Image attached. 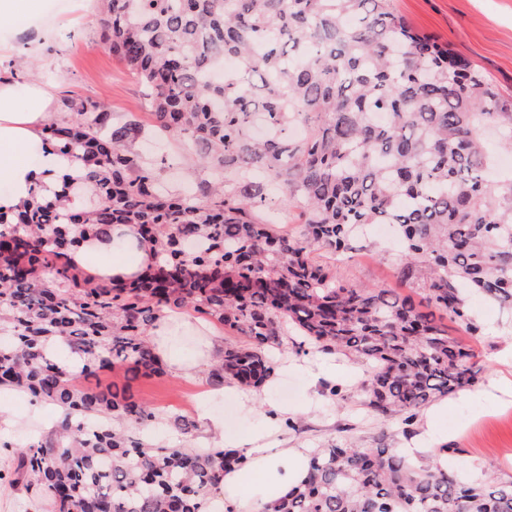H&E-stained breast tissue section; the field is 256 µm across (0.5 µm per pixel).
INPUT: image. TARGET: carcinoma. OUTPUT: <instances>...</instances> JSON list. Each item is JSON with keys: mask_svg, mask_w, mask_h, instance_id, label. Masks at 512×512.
<instances>
[{"mask_svg": "<svg viewBox=\"0 0 512 512\" xmlns=\"http://www.w3.org/2000/svg\"><path fill=\"white\" fill-rule=\"evenodd\" d=\"M101 2L102 43L150 89L156 131L210 178L190 197L168 193L129 149L138 123L62 99L81 119L49 122L43 144L77 173L50 200L0 213V386L62 408L49 434L15 450V481L56 512H212L238 452L132 436L158 422L131 381L162 374L149 336L172 309L245 338L224 342L212 383L260 385L273 369L265 349L291 327L304 339L295 352L308 342L359 362L362 405L407 434L420 410L473 386L475 354L443 320L479 335L468 292L512 308V174L491 171L475 132L481 118L511 146L512 101L389 0ZM227 54L237 79H208ZM298 125L304 136L289 139ZM276 188L300 209L293 233L261 216ZM114 224L155 243L154 268L110 285L69 267L68 252ZM371 224L398 226V278L420 300L348 284L314 258L352 250ZM117 367L122 382L80 381ZM268 512H512V480L331 442Z\"/></svg>", "mask_w": 512, "mask_h": 512, "instance_id": "carcinoma-1", "label": "carcinoma"}]
</instances>
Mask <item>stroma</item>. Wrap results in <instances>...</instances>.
I'll use <instances>...</instances> for the list:
<instances>
[{
    "label": "stroma",
    "instance_id": "obj_1",
    "mask_svg": "<svg viewBox=\"0 0 512 512\" xmlns=\"http://www.w3.org/2000/svg\"><path fill=\"white\" fill-rule=\"evenodd\" d=\"M80 0H50L51 8L40 26L25 15L0 27V79L19 86L37 83L53 100L69 96L76 101L105 106L113 121H139L143 131L130 144L153 164L157 177L169 189L192 191L202 172L193 156L176 138L157 141L145 87L126 63L102 43L97 10L79 9ZM392 11L407 20L418 33L433 37L481 70L499 93L512 98V0H390ZM26 45V66L7 52L15 44ZM399 242L379 239L352 256L329 257L317 252L320 261H334L345 280L369 286L398 287ZM474 320L483 325L481 336L466 334L450 324L449 331L473 347L480 369L470 396L442 399L443 411L433 428L417 421L413 435H406L397 419L379 418L360 404L362 369L341 353L328 354L317 347L295 354L285 347L286 371L279 373L271 398L296 407L299 431L281 429L278 438L291 448H321L343 438L372 448L455 447L448 463L461 476L477 478L492 472L512 476V389L497 390L496 376L512 378V311L477 295L467 300ZM332 372L346 398L332 400L328 386L311 388L313 373ZM208 378H176L171 374L144 377L134 382L137 398L154 408L160 418L155 437L173 439L166 425L176 414L195 419L197 400L207 389ZM51 407L31 404L20 397L0 396V436L11 445L0 448V512H53L47 498L15 482L13 446L28 443L54 424Z\"/></svg>",
    "mask_w": 512,
    "mask_h": 512
}]
</instances>
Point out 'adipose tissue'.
Masks as SVG:
<instances>
[{"label":"adipose tissue","mask_w":512,"mask_h":512,"mask_svg":"<svg viewBox=\"0 0 512 512\" xmlns=\"http://www.w3.org/2000/svg\"><path fill=\"white\" fill-rule=\"evenodd\" d=\"M51 102L50 93L39 86L30 85L21 91L14 83H0L2 209H17L31 202L38 187L55 188L66 170V162L59 154L38 147ZM155 262L152 243L141 238L135 227L124 224L113 225L110 235L88 239L68 255L71 267L108 284L136 280ZM181 323L176 314L160 321L153 338L159 362L177 376L210 369L224 348L223 337L212 328H204L198 357L189 363L167 341L171 328ZM197 409L205 430L218 435L225 447L237 449L245 457L242 466L225 472L215 494L231 512H266L268 503L304 480L309 449L284 448L275 441L277 424L289 412L287 405H269L267 429L261 435L225 427L223 421L209 415L206 400H199Z\"/></svg>","instance_id":"1"}]
</instances>
